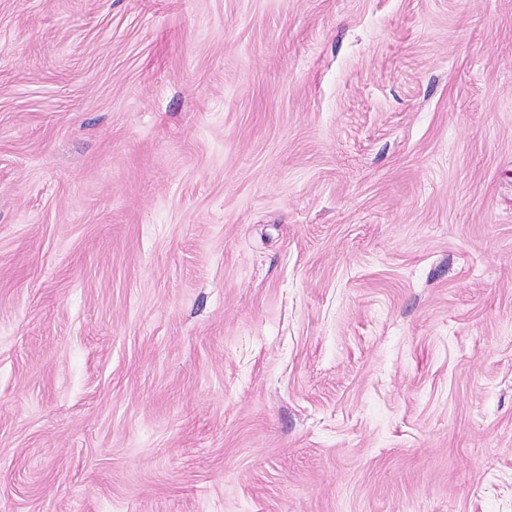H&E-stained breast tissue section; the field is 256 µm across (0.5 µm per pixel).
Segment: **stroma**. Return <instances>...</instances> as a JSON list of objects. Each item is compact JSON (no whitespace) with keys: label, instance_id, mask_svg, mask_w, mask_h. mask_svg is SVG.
<instances>
[{"label":"stroma","instance_id":"1","mask_svg":"<svg viewBox=\"0 0 512 512\" xmlns=\"http://www.w3.org/2000/svg\"><path fill=\"white\" fill-rule=\"evenodd\" d=\"M0 512H512V0H0Z\"/></svg>","mask_w":512,"mask_h":512}]
</instances>
